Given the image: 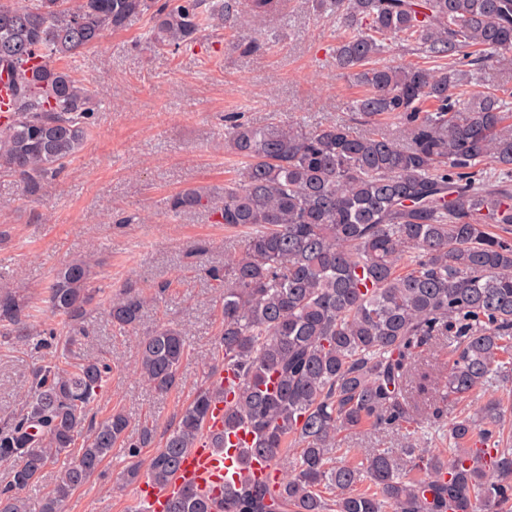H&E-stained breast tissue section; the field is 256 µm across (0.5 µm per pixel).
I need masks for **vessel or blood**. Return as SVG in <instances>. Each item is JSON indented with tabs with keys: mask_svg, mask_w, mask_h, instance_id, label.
Masks as SVG:
<instances>
[{
	"mask_svg": "<svg viewBox=\"0 0 512 512\" xmlns=\"http://www.w3.org/2000/svg\"><path fill=\"white\" fill-rule=\"evenodd\" d=\"M252 441L251 432L242 428L228 436L225 447L213 448L205 441L199 443L182 458L178 471L180 482L207 483L213 488L220 489L225 484L237 481L238 448ZM168 496V490L143 485L137 493V501L142 512H163Z\"/></svg>",
	"mask_w": 512,
	"mask_h": 512,
	"instance_id": "vessel-or-blood-1",
	"label": "vessel or blood"
}]
</instances>
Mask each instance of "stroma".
I'll return each instance as SVG.
<instances>
[{"label":"stroma","instance_id":"1","mask_svg":"<svg viewBox=\"0 0 512 512\" xmlns=\"http://www.w3.org/2000/svg\"><path fill=\"white\" fill-rule=\"evenodd\" d=\"M344 33L314 0H286L260 27L212 29L174 54L154 48L148 21L134 19L70 60L99 102L82 151L32 198L17 177L0 172V287L24 297L33 333L60 330L64 319L48 312L42 290L64 264L90 265L100 293L90 334L76 351L111 364L92 414L99 421L116 410L129 417L141 466L210 381L222 314L221 290L207 270L223 266L244 238L216 223L209 209L172 213L170 200L188 189L223 193L239 166L224 149L225 115L310 128L356 122L361 89L335 64ZM254 39L262 51L237 50ZM128 214L136 223H122ZM125 289L143 302L138 334L162 325L186 334L188 351L167 394L140 379L138 335L120 331L108 316L109 297ZM58 356L33 339L0 337V420L20 408L34 372ZM127 466L126 448H113L63 512H136Z\"/></svg>","mask_w":512,"mask_h":512}]
</instances>
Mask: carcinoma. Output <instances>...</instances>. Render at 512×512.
Listing matches in <instances>:
<instances>
[{"instance_id":"carcinoma-1","label":"carcinoma","mask_w":512,"mask_h":512,"mask_svg":"<svg viewBox=\"0 0 512 512\" xmlns=\"http://www.w3.org/2000/svg\"><path fill=\"white\" fill-rule=\"evenodd\" d=\"M280 0H248L262 19ZM241 0H0V74L10 79L11 120L0 127V170L26 196L84 147L93 93L67 59L148 15L152 44L177 51L239 13ZM347 35L337 68L363 94L366 123L308 129L298 122L225 117L224 150L241 163L224 194L190 189L173 213L205 206L216 223L246 230L241 251L211 271L222 288L224 435L209 420L217 388L198 391L166 433L145 473L176 479L184 453L205 438L224 447L242 427L239 480L215 494L185 488L163 512H512V404L487 400L452 423L446 448H422L416 429L440 426V401L469 398L512 381V108L502 95L468 100L469 68L512 53V0H316ZM441 68L378 62L385 42ZM397 121V133L379 120ZM494 169L488 170L487 164ZM99 289L73 261L47 290L50 312L77 322ZM112 324L134 331L142 302L116 295ZM26 305L0 289V336H27ZM448 341L450 362L433 399L408 395L423 352ZM187 354L182 331L139 338V375L160 393L176 383ZM112 366L83 359L40 368L21 409L0 422V512H32L21 496L50 463L69 462L37 512H62L112 448L131 458L129 419L96 424L91 406ZM382 431L398 448L346 460L341 434ZM265 459L276 480L255 481Z\"/></svg>"}]
</instances>
